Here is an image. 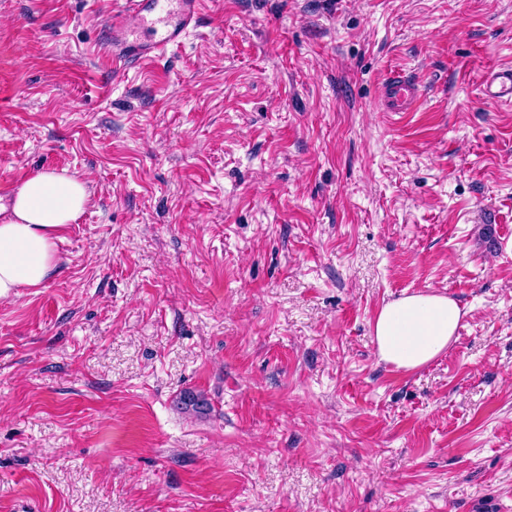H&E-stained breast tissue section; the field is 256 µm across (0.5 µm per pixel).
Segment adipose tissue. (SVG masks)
<instances>
[{
    "label": "adipose tissue",
    "mask_w": 512,
    "mask_h": 512,
    "mask_svg": "<svg viewBox=\"0 0 512 512\" xmlns=\"http://www.w3.org/2000/svg\"><path fill=\"white\" fill-rule=\"evenodd\" d=\"M85 181L68 171L40 172L18 189L0 221V298L37 288L57 266L62 235L83 213ZM462 318L459 304L436 293H413L385 304L374 323L381 360L413 370L439 356L454 341Z\"/></svg>",
    "instance_id": "adipose-tissue-1"
}]
</instances>
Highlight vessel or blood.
Here are the masks:
<instances>
[{"label":"vessel or blood","mask_w":512,"mask_h":512,"mask_svg":"<svg viewBox=\"0 0 512 512\" xmlns=\"http://www.w3.org/2000/svg\"><path fill=\"white\" fill-rule=\"evenodd\" d=\"M201 0H125L112 16L107 52L116 65L153 61L180 45L197 26ZM485 99L512 105V68L491 72L483 83ZM420 84L407 76H392L386 84L383 107L388 112H414L422 103Z\"/></svg>","instance_id":"1"}]
</instances>
